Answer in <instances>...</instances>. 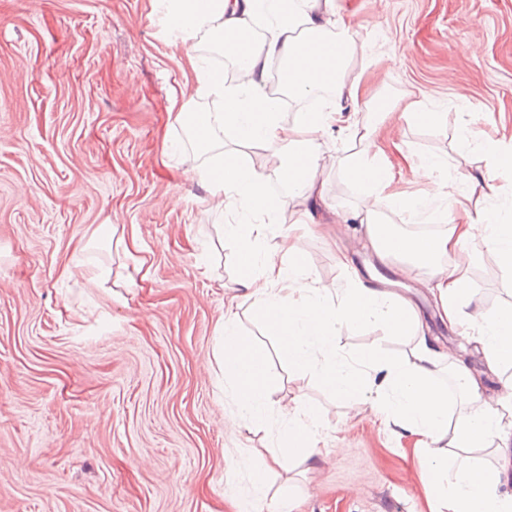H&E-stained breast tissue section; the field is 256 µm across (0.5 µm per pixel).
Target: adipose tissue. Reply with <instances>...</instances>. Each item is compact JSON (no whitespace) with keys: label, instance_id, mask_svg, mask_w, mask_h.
<instances>
[{"label":"adipose tissue","instance_id":"obj_1","mask_svg":"<svg viewBox=\"0 0 512 512\" xmlns=\"http://www.w3.org/2000/svg\"><path fill=\"white\" fill-rule=\"evenodd\" d=\"M157 14L159 26L173 43L220 33L224 57L239 71L236 84L228 85L219 69L205 66L201 55L188 56L186 66L193 79L174 102L176 122L191 128L198 141L209 146L214 143V131L225 128L240 145L264 143L275 149L270 174L249 164L239 149L224 150L211 164L196 168L198 177L210 185L216 206L233 208L246 218L245 223L225 225L224 233L238 244L237 264L242 271L238 285L255 297L266 331L277 337L294 367L317 368L333 392L350 399L355 408L363 402L362 384L336 352L337 324L373 319L385 322L392 335L419 336L413 362L373 355L364 359V366L383 375L373 409L409 434L429 439L419 459L425 490L447 512H512V497L498 492L499 471L475 466L449 471L448 459L440 451L444 445L512 446V432L503 426L505 419L512 418V398H483L481 377L464 361L433 351L407 298L356 282L339 290L310 278L289 237H282L277 249L261 247L268 229L263 218L277 208L266 194L270 175H277L289 198L307 202L304 223H316L324 203L318 177L327 163L322 141L329 129L343 122V99L360 96L358 83L347 78L355 45L349 20L337 15L333 0H157ZM256 26L262 34L253 40L249 34ZM273 60L280 64L290 96L303 99L327 90L317 110L298 113L292 123L283 122L281 100L265 92L268 64ZM203 97L218 98L220 109L197 111L195 103ZM346 172L368 190L354 217L366 226L364 249L380 259L394 258L425 270L438 291L442 321L464 332L475 331L474 341L490 369L511 364L512 308L464 312L459 299L466 291L465 271L452 256L465 241L478 236L497 252L505 267L512 268V219L486 209L442 236L426 240L403 236L392 252L382 246L378 231L384 221L383 191L391 180L389 167L381 157L366 152L353 159ZM221 336L224 376L233 383L241 417L272 425L264 354L239 332L235 318L225 319ZM446 368L465 396L464 407L453 421L448 418V390L440 383ZM278 436L288 448L271 451L273 465L283 467L289 458L311 455L312 430L307 420L285 416Z\"/></svg>","mask_w":512,"mask_h":512}]
</instances>
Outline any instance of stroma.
I'll return each mask as SVG.
<instances>
[{"label":"stroma","instance_id":"35a3bbf8","mask_svg":"<svg viewBox=\"0 0 512 512\" xmlns=\"http://www.w3.org/2000/svg\"><path fill=\"white\" fill-rule=\"evenodd\" d=\"M335 5L355 31L349 80L395 116L347 104L350 122L325 139L319 223L299 225L302 202L290 201L268 216L262 246L289 233L310 278L344 288L376 261L359 246L364 225L335 223L364 197L343 169L363 134L393 168L389 194L416 195L414 164L437 157L434 207L447 218L512 207V169L475 188L465 176L485 169L484 155L456 152L464 130L512 149V0ZM199 47L168 42L153 0H0V512H261L256 478L293 512H436L413 439L371 409L353 414L317 369L290 366L252 297L234 295L235 245L222 231L234 215L215 209L192 170L207 155L171 113ZM171 140L182 152H167ZM102 224L120 246L91 243ZM455 259L464 310L512 304V270L495 251L478 242ZM101 265L109 281L96 280ZM404 295L441 350L486 372L485 397L503 394L512 367L489 371L443 328L430 284ZM232 297L241 332L268 357L273 415L310 413L335 451L269 470L268 430L225 429L237 405L214 351ZM417 342L378 321L336 328L352 361L410 360Z\"/></svg>","mask_w":512,"mask_h":512}]
</instances>
